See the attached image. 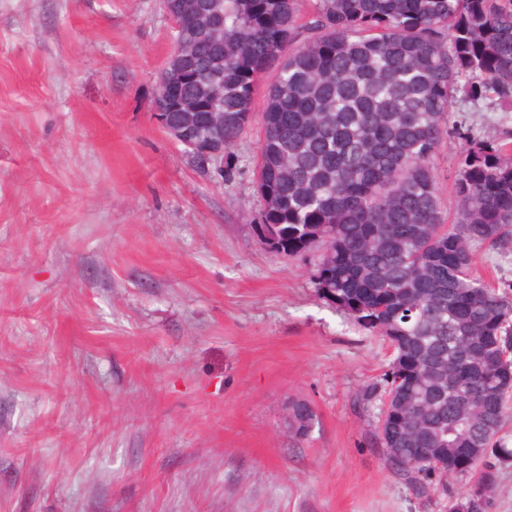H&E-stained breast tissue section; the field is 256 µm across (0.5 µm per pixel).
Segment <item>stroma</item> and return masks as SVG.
Wrapping results in <instances>:
<instances>
[{
    "instance_id": "obj_1",
    "label": "stroma",
    "mask_w": 512,
    "mask_h": 512,
    "mask_svg": "<svg viewBox=\"0 0 512 512\" xmlns=\"http://www.w3.org/2000/svg\"><path fill=\"white\" fill-rule=\"evenodd\" d=\"M173 43L163 0H0V512H441L358 399L388 342L256 242L264 95L207 163L158 126ZM474 268L512 297V240ZM286 420L289 429L298 440L307 439L318 423L317 414L313 407L302 401H294L291 403L288 407ZM308 427L311 428V431L308 430Z\"/></svg>"
}]
</instances>
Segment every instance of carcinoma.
<instances>
[{"mask_svg": "<svg viewBox=\"0 0 512 512\" xmlns=\"http://www.w3.org/2000/svg\"><path fill=\"white\" fill-rule=\"evenodd\" d=\"M308 10L307 36L298 18ZM169 121L231 148L262 113L258 242L277 257L320 251L318 294L390 338L379 383L385 464L417 497L432 475L470 473L456 448L482 449L471 492L446 512H489L494 469L512 462L500 433L512 395V300L474 272V249L512 235V132L489 137L457 95L512 120V0H196ZM212 112L224 126L210 125ZM467 148L452 178L435 170L445 140ZM451 184L452 221L441 209ZM318 423L294 401L298 440Z\"/></svg>", "mask_w": 512, "mask_h": 512, "instance_id": "obj_1", "label": "carcinoma"}]
</instances>
